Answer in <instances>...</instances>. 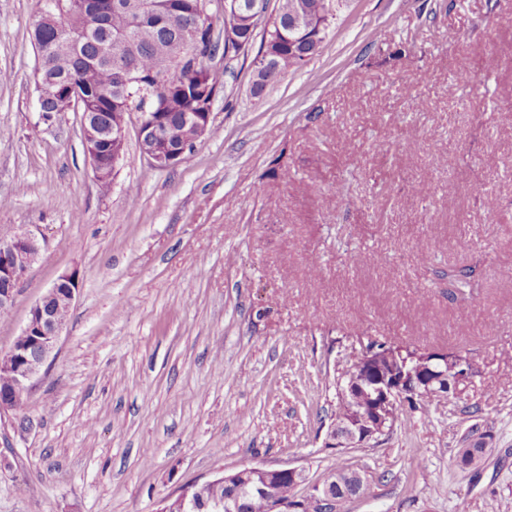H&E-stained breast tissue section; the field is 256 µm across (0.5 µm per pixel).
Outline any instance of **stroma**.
I'll return each mask as SVG.
<instances>
[{
  "instance_id": "stroma-1",
  "label": "stroma",
  "mask_w": 512,
  "mask_h": 512,
  "mask_svg": "<svg viewBox=\"0 0 512 512\" xmlns=\"http://www.w3.org/2000/svg\"><path fill=\"white\" fill-rule=\"evenodd\" d=\"M41 7L0 0V227L47 238L0 351L59 275L81 285L45 373L0 415V512H159L256 466L311 484L357 470L368 491L347 512H512V0H348L258 96V45L215 56L211 133L158 169L130 115L106 186L80 113L41 118ZM371 341L461 353L477 374L403 405L369 447H325L337 381ZM492 440L491 434L485 432L469 440L466 448L460 453V461L465 466H474L486 454Z\"/></svg>"
}]
</instances>
